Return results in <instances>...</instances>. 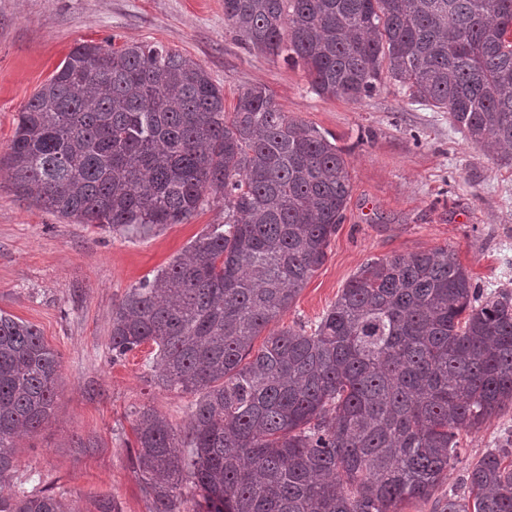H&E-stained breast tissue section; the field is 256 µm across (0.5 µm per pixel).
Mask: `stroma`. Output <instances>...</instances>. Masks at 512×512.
<instances>
[{
	"label": "stroma",
	"instance_id": "1",
	"mask_svg": "<svg viewBox=\"0 0 512 512\" xmlns=\"http://www.w3.org/2000/svg\"><path fill=\"white\" fill-rule=\"evenodd\" d=\"M83 40L158 42L187 55L223 87L228 111L242 89L265 85L289 116L345 149L352 191L343 222L281 325L317 321L371 258L445 247L478 284L512 283V150L472 143L447 113L391 84L357 101L317 95L302 66L238 39L224 0H0V154L20 110ZM223 221L224 202L213 199L185 223L114 232L19 199L0 170V313L34 325L61 360L53 416L19 440L10 490L50 489L74 512L98 496L122 512H150L135 412L155 409L182 435L192 398L154 384L152 345L113 360L112 310ZM511 426L512 407L461 433L460 461L440 494L462 489L467 467Z\"/></svg>",
	"mask_w": 512,
	"mask_h": 512
}]
</instances>
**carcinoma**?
Masks as SVG:
<instances>
[{
    "instance_id": "cac0c4a2",
    "label": "carcinoma",
    "mask_w": 512,
    "mask_h": 512,
    "mask_svg": "<svg viewBox=\"0 0 512 512\" xmlns=\"http://www.w3.org/2000/svg\"><path fill=\"white\" fill-rule=\"evenodd\" d=\"M224 21L319 96L389 79L470 141L512 146V0H224ZM2 166L18 198L114 231L224 199V223L112 311V359L151 343L158 385L193 397L180 440L136 413L152 512H401L443 484L460 432L512 405V293H484L446 248L367 260L318 321L254 348L326 261L351 192L343 150L263 85L228 112L188 56L80 42L18 113ZM59 371L35 326L0 313V483L20 434L50 421ZM510 457L511 428L440 512H512ZM0 512L71 509L41 491L0 494Z\"/></svg>"
}]
</instances>
